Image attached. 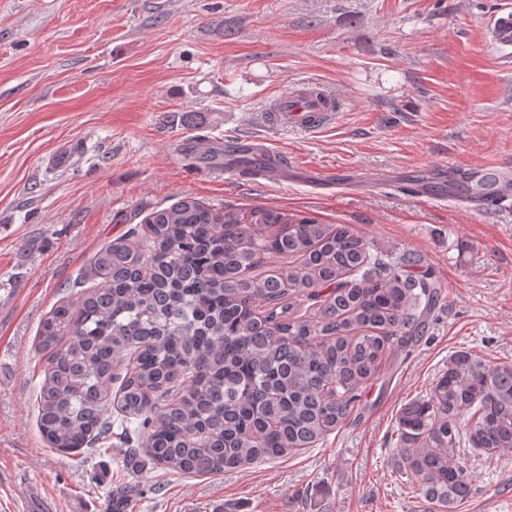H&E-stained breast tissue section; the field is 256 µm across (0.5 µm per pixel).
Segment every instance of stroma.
I'll return each mask as SVG.
<instances>
[{
  "label": "stroma",
  "mask_w": 512,
  "mask_h": 512,
  "mask_svg": "<svg viewBox=\"0 0 512 512\" xmlns=\"http://www.w3.org/2000/svg\"><path fill=\"white\" fill-rule=\"evenodd\" d=\"M507 0H0V512H435L402 480L398 413L457 352L512 362V210L382 189L440 168L512 166V66L487 23ZM313 80L339 99L316 133L267 124ZM287 151L267 182L224 156ZM190 196L345 224L440 299L350 416L314 447L178 476L124 444L49 447L35 411L42 320L78 297L93 254ZM459 512H512V450L471 452ZM235 144L247 145L252 149V151L263 155L266 158L267 165L260 171V175L265 176L264 179L272 178L288 165V156L285 153L270 150L262 140L244 139L235 142Z\"/></svg>",
  "instance_id": "obj_1"
}]
</instances>
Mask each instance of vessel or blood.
<instances>
[{
  "label": "vessel or blood",
  "instance_id": "b4317fda",
  "mask_svg": "<svg viewBox=\"0 0 512 512\" xmlns=\"http://www.w3.org/2000/svg\"><path fill=\"white\" fill-rule=\"evenodd\" d=\"M493 45L499 50L503 63L512 62V7L499 10L489 28ZM312 82L297 85L286 95L277 99L271 112L266 115L269 126L274 128L300 129L307 132L322 130L332 117L334 103L330 95L312 90ZM252 151L263 155L267 164L263 170L265 177H273L288 164L285 153L270 150L264 141L249 140ZM466 174L476 188L475 198L460 197L447 187L438 191L418 190V198L431 202L449 201L461 208H475L477 203L496 204L500 207L512 206V168L505 164L467 169Z\"/></svg>",
  "mask_w": 512,
  "mask_h": 512
}]
</instances>
